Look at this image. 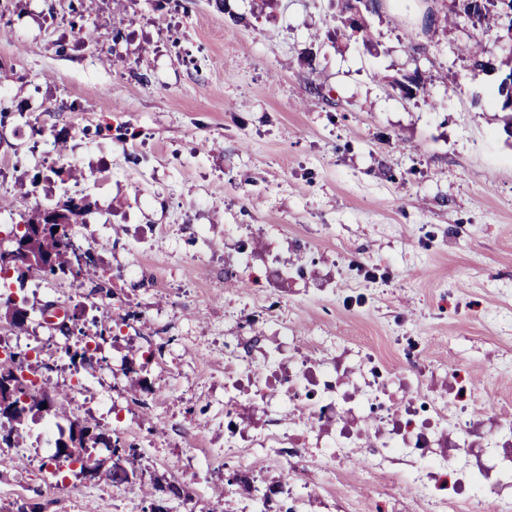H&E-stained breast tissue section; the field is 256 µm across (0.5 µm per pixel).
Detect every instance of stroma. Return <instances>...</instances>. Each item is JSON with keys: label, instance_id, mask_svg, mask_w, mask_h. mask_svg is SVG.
Masks as SVG:
<instances>
[{"label": "stroma", "instance_id": "1", "mask_svg": "<svg viewBox=\"0 0 512 512\" xmlns=\"http://www.w3.org/2000/svg\"><path fill=\"white\" fill-rule=\"evenodd\" d=\"M339 0H0V241L36 211L85 199L73 241L98 276L33 278L30 317L0 336L32 350L68 415L25 420L0 469V512H249L282 467L299 512H472L430 505L407 450L367 478L359 460L311 466L318 436L377 438L354 391L402 406L469 384L481 446L512 444V134L499 72L506 29L472 26L462 0H380L370 36H346ZM421 71L426 90L396 81ZM76 170L73 179L63 169ZM123 314L79 384L42 346L62 318L95 335ZM304 353L336 377V410L310 432L280 390L226 407L224 365L275 369ZM143 385L130 392L131 378ZM494 402L496 416L483 411ZM86 420L140 452L131 483L63 469L41 432ZM272 448L224 458L232 433ZM291 435L305 448L288 447Z\"/></svg>", "mask_w": 512, "mask_h": 512}]
</instances>
